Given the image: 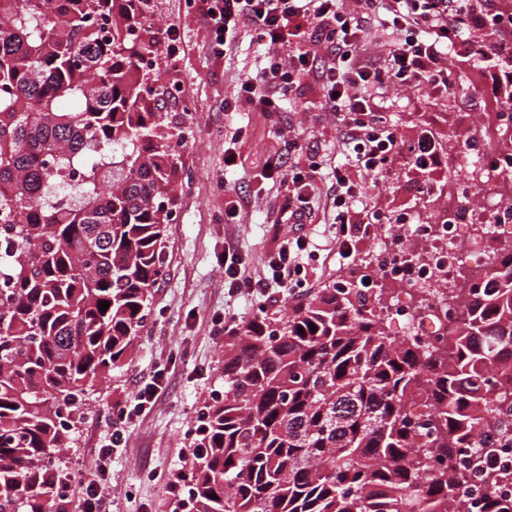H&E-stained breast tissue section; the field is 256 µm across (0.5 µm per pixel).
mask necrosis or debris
<instances>
[{
  "label": "necrosis or debris",
  "instance_id": "obj_1",
  "mask_svg": "<svg viewBox=\"0 0 512 512\" xmlns=\"http://www.w3.org/2000/svg\"><path fill=\"white\" fill-rule=\"evenodd\" d=\"M502 138L497 114H486L479 139L481 203H474L464 190H451L426 234L411 233L399 245L384 237L371 258L373 273L399 287L383 311L394 332L412 335L421 345L448 356L453 353L449 337L459 335L468 319L458 287L466 273L488 264V253L475 247V239L487 218L506 206L497 188L496 173L489 165L500 151Z\"/></svg>",
  "mask_w": 512,
  "mask_h": 512
}]
</instances>
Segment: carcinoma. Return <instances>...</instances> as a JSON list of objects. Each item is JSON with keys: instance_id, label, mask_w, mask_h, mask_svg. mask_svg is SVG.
<instances>
[{"instance_id": "cac0c4a2", "label": "carcinoma", "mask_w": 512, "mask_h": 512, "mask_svg": "<svg viewBox=\"0 0 512 512\" xmlns=\"http://www.w3.org/2000/svg\"><path fill=\"white\" fill-rule=\"evenodd\" d=\"M149 26L145 0H0V512L60 497L62 416L133 354L165 275L177 166ZM491 254L451 358L376 316L383 288L332 283L243 322L184 475L194 512H471L473 471L480 512H512L495 491L512 468V244Z\"/></svg>"}]
</instances>
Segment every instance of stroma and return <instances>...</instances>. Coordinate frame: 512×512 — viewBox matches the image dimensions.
Listing matches in <instances>:
<instances>
[{"mask_svg":"<svg viewBox=\"0 0 512 512\" xmlns=\"http://www.w3.org/2000/svg\"><path fill=\"white\" fill-rule=\"evenodd\" d=\"M200 4L151 3L157 29L175 27L181 39L179 54L162 49L156 59L169 87L161 111L171 132H187L175 147L179 174L164 241L166 275L151 290L134 357L84 393L82 415L60 457L67 471H90L98 444L112 429V406L133 399L146 382L159 384L154 404L126 422L125 444L112 455V512H170L168 485L158 474L177 464L183 449L193 447L199 407L224 398V315L247 319L254 313L250 301L225 281L224 250L238 248L242 273L255 278L277 253L287 230L279 219L288 191L265 179L269 159L286 154L302 164L308 154L317 155L322 168L311 202L312 219L300 230L315 245V255L306 264V284L317 290L351 277L350 268L339 266L328 232L331 173L344 163L346 148L335 119L313 114L321 97L318 85L301 79L286 111H252L235 94L240 78L259 67L264 49L245 36L230 52L214 54ZM448 66L458 82L447 93L394 84L374 91L380 112L403 142L431 131L440 156L424 174L406 156H398L382 181L366 183L364 211L382 209L393 218L411 213L419 207L418 181L426 178L440 188L461 179V158L475 141L483 115L498 110L503 90L512 85V61L488 66L452 54ZM230 99L236 107L228 112L224 103ZM291 140L298 142L299 152L289 153ZM228 148L237 154V166L225 167ZM236 194L251 205L228 224L224 206Z\"/></svg>","mask_w":512,"mask_h":512,"instance_id":"obj_1","label":"stroma"}]
</instances>
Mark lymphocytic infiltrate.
<instances>
[{
	"label": "lymphocytic infiltrate",
	"instance_id": "f902f5d3",
	"mask_svg": "<svg viewBox=\"0 0 512 512\" xmlns=\"http://www.w3.org/2000/svg\"><path fill=\"white\" fill-rule=\"evenodd\" d=\"M201 19L211 33L215 54L230 50L242 31L264 46L261 70L242 77L238 86L239 95L249 98L255 111H281L300 77L319 86V109L335 116L350 156L349 164L337 167L330 185L337 255L344 266L353 260L356 236L374 235L378 225L389 221L380 210L362 215L363 181L381 180L401 151H409L412 165L422 171L438 155L428 131L402 146L380 114L372 90L396 83L448 92L456 83L446 64L449 54L477 55L493 63L504 57L506 45L512 42V14L490 8L487 0H203ZM375 29L385 38L381 56L363 49ZM318 169L313 159L293 169L280 158L267 164L266 178L288 181L282 209L285 223L310 219ZM310 247V240L288 233L262 277L241 279L235 252L225 258L224 274L231 287L259 304L271 301L276 292L296 301L300 295L295 287L303 281V259ZM157 390L156 382L146 383L130 404L117 406L118 424L109 441L99 447L97 471L76 490L81 512H105L104 480L113 449L124 441L122 422L149 409Z\"/></svg>",
	"mask_w": 512,
	"mask_h": 512
}]
</instances>
